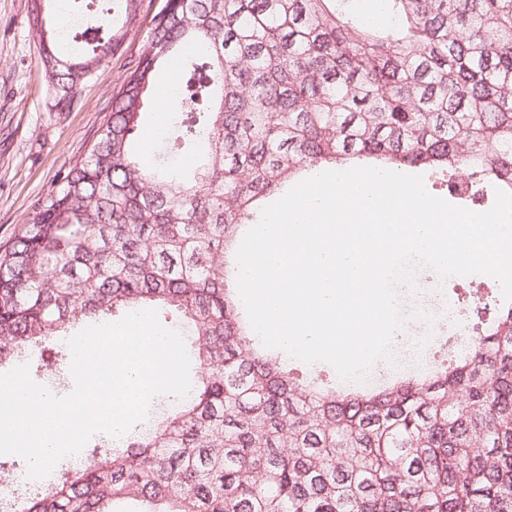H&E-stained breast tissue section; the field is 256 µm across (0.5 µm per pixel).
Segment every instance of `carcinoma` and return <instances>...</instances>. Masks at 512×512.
I'll use <instances>...</instances> for the list:
<instances>
[{
    "label": "carcinoma",
    "instance_id": "carcinoma-1",
    "mask_svg": "<svg viewBox=\"0 0 512 512\" xmlns=\"http://www.w3.org/2000/svg\"><path fill=\"white\" fill-rule=\"evenodd\" d=\"M136 0H28L49 110L122 43ZM161 0L84 153L0 251V367L77 323L158 309L193 336L197 380L159 421L89 449L28 512H512V302L469 353L376 391L316 387L259 352L226 278L256 201L302 172L371 166L512 193V0ZM196 54L185 57L187 47ZM173 135L140 130L159 71ZM196 153L192 168L166 159Z\"/></svg>",
    "mask_w": 512,
    "mask_h": 512
}]
</instances>
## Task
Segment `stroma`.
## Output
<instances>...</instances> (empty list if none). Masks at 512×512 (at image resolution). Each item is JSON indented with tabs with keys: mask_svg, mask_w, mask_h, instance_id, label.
<instances>
[{
	"mask_svg": "<svg viewBox=\"0 0 512 512\" xmlns=\"http://www.w3.org/2000/svg\"><path fill=\"white\" fill-rule=\"evenodd\" d=\"M123 43L96 72L79 101L66 112L49 111L39 44L28 24V0H0V246L10 244L32 215V205L54 184L58 173L80 155L104 123L107 103L121 75L140 53L159 0H137ZM405 314L404 343L391 346L382 383L412 371V348L425 343L444 359L447 341L470 348L466 307L479 300L487 312L502 303L500 283L478 274L440 279L425 266L396 286Z\"/></svg>",
	"mask_w": 512,
	"mask_h": 512,
	"instance_id": "1",
	"label": "stroma"
}]
</instances>
